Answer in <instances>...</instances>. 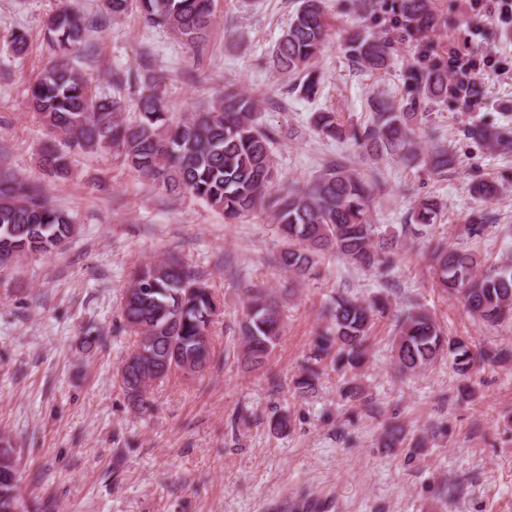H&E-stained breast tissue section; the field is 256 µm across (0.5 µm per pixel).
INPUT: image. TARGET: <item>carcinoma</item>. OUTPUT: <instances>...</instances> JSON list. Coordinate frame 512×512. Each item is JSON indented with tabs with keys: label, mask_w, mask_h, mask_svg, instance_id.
<instances>
[{
	"label": "carcinoma",
	"mask_w": 512,
	"mask_h": 512,
	"mask_svg": "<svg viewBox=\"0 0 512 512\" xmlns=\"http://www.w3.org/2000/svg\"><path fill=\"white\" fill-rule=\"evenodd\" d=\"M325 5L326 0H300L271 53L275 68L305 74L301 89L308 96L318 91L319 78L311 67L329 37ZM106 7L107 14L90 16L71 0H61V7L47 20L51 60L30 88L31 108L53 136L40 156L47 171L68 173L74 152L109 150L159 189L188 193L224 213L227 224L266 212L285 240L272 261L297 281L321 276L318 257L324 253L357 269L385 272L403 245L424 238L436 223L440 204L426 196L412 208L401 236L381 234L371 219L377 182L343 158L329 162L302 188L277 189L280 174L272 152L276 133L259 122L255 100L236 89L226 90L206 112L178 115L164 102L165 74L145 59L134 73L112 75L114 83L135 88L134 112L127 111L119 97L96 94L74 59L95 53L88 33L104 27L108 17L134 10L147 26L166 29L198 49L208 39L214 16L213 0H106ZM359 10L369 20L384 18L390 23L382 35L358 28L344 38L351 61L371 72L389 66L390 31L421 41L438 22L435 0H359ZM423 58L426 65L407 71L404 104L374 97L370 121L359 126L341 123L334 112H314L310 117L314 130L353 144L371 161L396 159L447 176L456 167L452 149L436 141L422 152L414 134L425 117L422 104L448 96V54L426 45ZM476 135L497 151L512 153V131L482 126ZM56 140L63 141L66 149L58 148ZM472 192L487 202L498 195L499 187L493 181L476 180ZM489 228L486 214L476 213L463 225V232L480 238ZM73 232V217L53 205L40 185L8 167L0 168V268L22 256L50 255ZM431 259L436 286L460 295L474 317L490 326L512 324V263L482 271L474 253L443 241L435 244ZM391 306L389 295L381 293L371 298L348 293L332 298L326 325L314 337L307 364L294 382L297 392L306 395L315 390L321 363L328 357L343 370L362 369L373 325L388 314L395 323L393 358L405 374L446 357L465 380L476 360L509 356L503 350L477 355L467 339L446 335L420 306L409 304L401 313L391 312ZM120 310L125 326L139 340L127 354L135 363L117 376L132 408L145 413L152 402L142 376L160 367L164 378L181 371L184 362L201 371L210 362L211 326L220 303L200 276L181 259L170 257L134 273ZM239 329L237 358L252 370L263 368L281 335L277 297L264 289H247L245 319ZM17 473V458L0 455V512H14L20 506Z\"/></svg>",
	"instance_id": "cac0c4a2"
}]
</instances>
